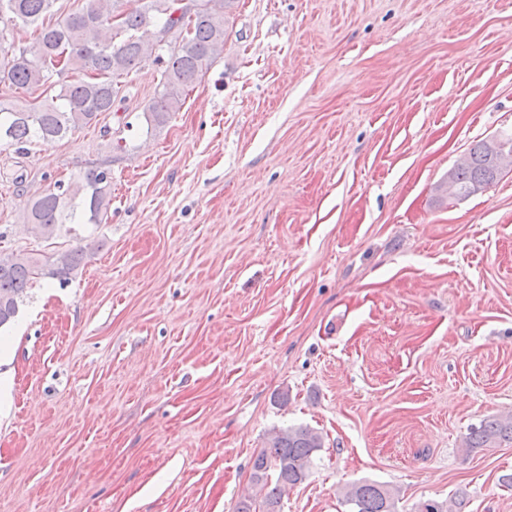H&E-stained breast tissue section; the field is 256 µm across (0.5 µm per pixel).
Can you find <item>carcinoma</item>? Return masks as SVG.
Returning <instances> with one entry per match:
<instances>
[{
  "label": "carcinoma",
  "mask_w": 512,
  "mask_h": 512,
  "mask_svg": "<svg viewBox=\"0 0 512 512\" xmlns=\"http://www.w3.org/2000/svg\"><path fill=\"white\" fill-rule=\"evenodd\" d=\"M57 0H0V83L31 90L52 75L68 70L91 71L90 80L58 82L51 97L26 106L0 102V148L24 154L28 145L65 138L92 125L112 111L123 91L122 79L155 51H167L161 90L145 109L147 128L164 126L184 103L186 91L198 80L208 62L224 48L226 24L236 0H144L126 10L123 0H84V4L57 19ZM18 26L34 28L30 44L14 45ZM156 29V41L144 34ZM457 192L465 197L476 184L492 185L502 174L489 140L478 141L452 168ZM112 201V173L97 166L76 181L41 194L27 203L23 217L39 237L50 240L63 224H99ZM80 247L55 259L0 251V328L17 316L24 293L34 279L46 276L64 285L81 265ZM512 445V417L484 419L470 429L465 453L479 448ZM323 447L322 436L307 425L291 426L273 436L254 457L250 482L256 489L237 504L236 512H252L259 499L265 512H280L287 489L310 475L314 453ZM396 492L367 480L354 483L344 495L347 512H396Z\"/></svg>",
  "instance_id": "carcinoma-1"
}]
</instances>
